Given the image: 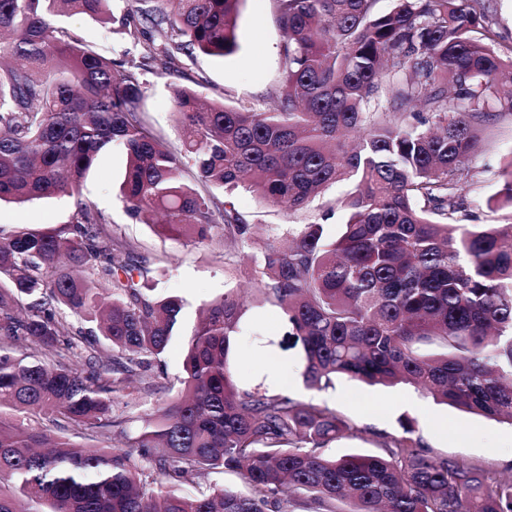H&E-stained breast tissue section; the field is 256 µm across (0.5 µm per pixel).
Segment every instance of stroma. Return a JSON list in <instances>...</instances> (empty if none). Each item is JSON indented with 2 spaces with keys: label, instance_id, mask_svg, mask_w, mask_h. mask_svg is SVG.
<instances>
[{
  "label": "stroma",
  "instance_id": "stroma-1",
  "mask_svg": "<svg viewBox=\"0 0 512 512\" xmlns=\"http://www.w3.org/2000/svg\"><path fill=\"white\" fill-rule=\"evenodd\" d=\"M109 7L113 16L110 24H100L81 14L63 17L60 24L73 34L91 38L97 51L108 58L140 61V117L171 148H179L182 140L174 115L173 87L195 90L209 102L250 106L262 103L280 84L282 33L273 0H239V48L234 54L224 58L199 53L184 56L172 70L165 69L161 59L150 56L151 48L162 42L157 33L146 31L136 46L125 38L123 24L133 12L130 0H111ZM482 138V150L469 163L475 177L465 185L464 195L476 223L500 224L507 212L493 209L490 201L500 187L501 169L512 160V118L507 116L489 125ZM125 165V153L115 147L100 154L87 172L80 198L60 196L24 204L1 203L0 235L10 234L22 224L42 230L70 223L77 201H84L101 212L109 234L130 242L145 259L150 269L149 285L156 294L183 300L181 335L168 347L161 366L149 372L155 390H142L135 382L129 391L114 395V417L125 432L134 434L147 415L172 401L182 370L183 337L196 323L199 308L222 296L229 285L241 289L246 305L234 362L238 383L256 386V353L298 363L296 350L288 346L285 318L276 307L255 303L254 286L244 268L248 256L259 253L267 239L285 237L289 228L307 223L320 213L322 201L341 195L346 187L340 184L329 188L322 201L296 213L268 205L254 193L236 192V210L257 225L258 231L252 242L234 248L225 246L217 230L204 242L189 243L132 219L120 192ZM231 267L242 271L233 283L227 280ZM289 393L298 401L335 410L351 424L381 435L401 436V419L412 418L415 437L431 455L466 459L496 477L512 475V425L435 404L413 387L385 389L340 379L334 387L318 391L307 388L299 379ZM132 396L137 406L130 409L126 403Z\"/></svg>",
  "mask_w": 512,
  "mask_h": 512
}]
</instances>
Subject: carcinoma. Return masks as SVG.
<instances>
[{"label": "carcinoma", "instance_id": "cac0c4a2", "mask_svg": "<svg viewBox=\"0 0 512 512\" xmlns=\"http://www.w3.org/2000/svg\"><path fill=\"white\" fill-rule=\"evenodd\" d=\"M109 0H0V202L78 197L100 153L126 154L127 212L191 242L220 227L244 244L256 225L184 181L182 160L231 193L305 208L340 181L348 214L335 236L312 218L255 259L256 300L281 309L305 384L339 378L410 384L436 402L512 425V212L468 224L464 184L479 131L512 116V47L488 27L484 0H274L282 80L263 107L202 106L174 90L183 133L173 152L138 116L133 59L115 62L57 19L109 24ZM169 34L166 68L197 52L238 49L239 0H132ZM497 197L512 209V162ZM132 244L90 205L70 223L0 236V512H512V476L428 455L413 438L376 436L377 451L327 457L338 438L369 433L335 411L239 386L232 368L245 313L237 289L201 308L175 401L110 440L112 393L166 352L182 303L156 298ZM96 324L73 331L68 316ZM99 332L112 352L96 347ZM84 363L74 362L79 344ZM241 475L251 492L202 482ZM195 485V492L164 484Z\"/></svg>", "mask_w": 512, "mask_h": 512}]
</instances>
